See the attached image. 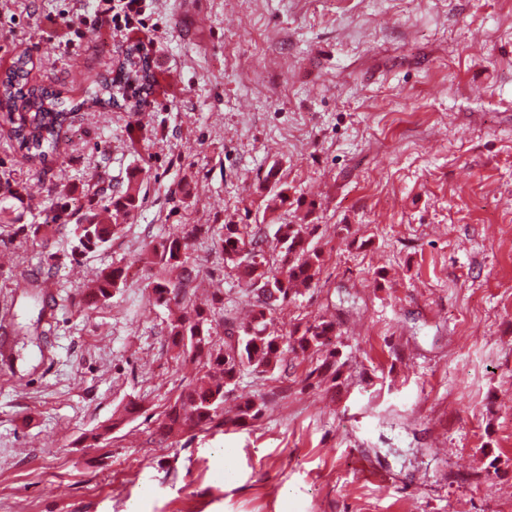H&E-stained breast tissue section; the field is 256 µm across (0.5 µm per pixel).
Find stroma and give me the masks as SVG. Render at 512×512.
<instances>
[{"mask_svg":"<svg viewBox=\"0 0 512 512\" xmlns=\"http://www.w3.org/2000/svg\"><path fill=\"white\" fill-rule=\"evenodd\" d=\"M149 6L157 31L66 39L51 18L92 0H0V72L26 50L31 83L78 102L130 43L154 65L138 114L73 113L43 166L0 112V167L31 192L23 223L63 189L82 217L150 170L142 207L79 259L66 229L35 241L0 224V512H512V0ZM272 169L306 206L266 215L267 233L315 225L323 258L274 327L336 321L343 373L308 379L313 352L243 372L226 409L254 398L259 421L160 439L196 368L147 286L165 267L99 308L81 295L178 225L254 223ZM190 267L191 301L249 319L210 238Z\"/></svg>","mask_w":512,"mask_h":512,"instance_id":"stroma-1","label":"stroma"}]
</instances>
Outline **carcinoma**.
Listing matches in <instances>:
<instances>
[{
    "label": "carcinoma",
    "mask_w": 512,
    "mask_h": 512,
    "mask_svg": "<svg viewBox=\"0 0 512 512\" xmlns=\"http://www.w3.org/2000/svg\"><path fill=\"white\" fill-rule=\"evenodd\" d=\"M28 60L21 53L11 68L0 77V112L14 125L18 149L33 164L43 165L57 152L59 133L75 110L90 103L101 108H120L138 112L142 95L150 94L154 76L148 58L139 45L128 46L115 76L94 83L79 103L61 94L29 84ZM148 171L136 168L128 177L126 188L112 195L103 208L129 215L141 207L140 184ZM6 197L24 205L30 197L27 183L17 180L8 170L0 172V190ZM267 208L274 210L288 204V188L274 182ZM98 200L89 199V213L71 228V257L99 249L112 241L119 225L106 223L95 209ZM68 196L56 203L53 214L41 224H20L17 232L34 240L41 239L60 224L70 223ZM203 225L185 226L170 234L156 251L158 262L168 268L187 270L190 242L202 232ZM314 224H279L275 238L279 245L276 262L270 265L265 256V231L261 224H224L216 246L224 262L236 272L241 288L254 299L252 320L243 326L224 328L227 340L216 346L211 336L215 311L194 307L167 324L172 345L198 362V377L187 385L170 405L158 433L170 438L190 431H209L224 427V400L233 391L241 372L249 369L265 374L279 368L286 356L297 350L325 353L321 364L310 371L318 377L336 382L345 363L339 350L341 332L336 322L313 320L298 323L286 335L268 331L273 313L295 298L301 287H309L321 270V253L312 246ZM128 267L112 266L101 270L84 305L93 308L112 299L113 290L127 285ZM155 304L169 306L183 301L188 284L182 279L162 278L149 283ZM262 404L247 399L238 406L233 419L236 426H246L258 419Z\"/></svg>",
    "instance_id": "1"
}]
</instances>
